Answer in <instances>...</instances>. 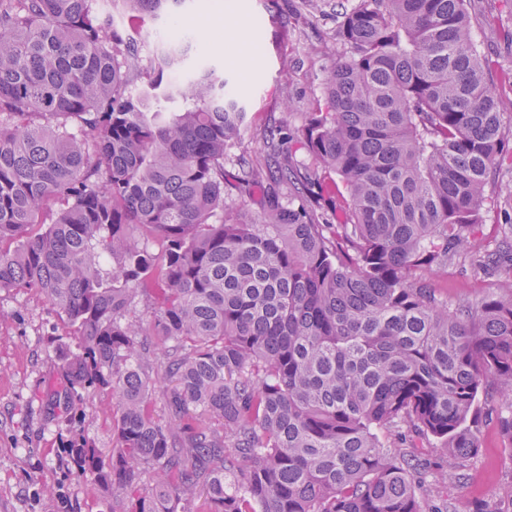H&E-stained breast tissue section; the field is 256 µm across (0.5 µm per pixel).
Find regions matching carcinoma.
<instances>
[{
  "mask_svg": "<svg viewBox=\"0 0 512 512\" xmlns=\"http://www.w3.org/2000/svg\"><path fill=\"white\" fill-rule=\"evenodd\" d=\"M101 2L0 0V291L36 289L70 328L47 340L65 405L119 406L112 453L62 443L70 472L112 512H441L489 381L512 447V274L475 304L422 283L512 263V217L493 251L476 233L512 155L466 0H352L324 107L240 162L239 196L268 187L254 215L224 192L247 119L228 80L174 84L185 39L144 56L114 24L187 0ZM322 173L342 224L320 222Z\"/></svg>",
  "mask_w": 512,
  "mask_h": 512,
  "instance_id": "cac0c4a2",
  "label": "carcinoma"
}]
</instances>
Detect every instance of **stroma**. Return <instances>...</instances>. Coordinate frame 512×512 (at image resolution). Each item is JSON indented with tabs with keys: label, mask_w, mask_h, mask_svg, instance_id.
<instances>
[{
	"label": "stroma",
	"mask_w": 512,
	"mask_h": 512,
	"mask_svg": "<svg viewBox=\"0 0 512 512\" xmlns=\"http://www.w3.org/2000/svg\"><path fill=\"white\" fill-rule=\"evenodd\" d=\"M336 0L313 10L303 0H188L185 19L200 41L195 53L224 72L248 112L242 140L224 160L227 175L242 156L258 155L261 134L278 123L301 126L305 112L321 98L323 79L341 46L336 39ZM474 40L490 61L487 81L509 130L512 153V45L500 33L512 28V0H470ZM256 53L239 54L230 34L235 19ZM505 269L486 273L453 263L426 273L427 283L450 301H477L497 290ZM61 318L31 288L0 291V512H110L111 506L90 480L69 471L61 445L71 433L83 434L104 453L113 449L112 422L118 407L97 393L79 409L62 412L52 394L60 378L59 361L46 343L65 334ZM493 387L479 396L481 450L466 480L444 488L454 512H472L476 503L494 512H512V446L501 436L492 406Z\"/></svg>",
	"instance_id": "stroma-1"
}]
</instances>
